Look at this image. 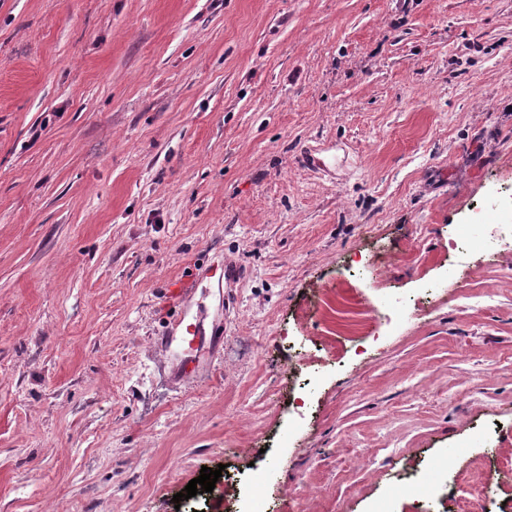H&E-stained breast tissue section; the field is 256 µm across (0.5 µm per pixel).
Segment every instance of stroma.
Here are the masks:
<instances>
[{
    "label": "stroma",
    "instance_id": "1",
    "mask_svg": "<svg viewBox=\"0 0 512 512\" xmlns=\"http://www.w3.org/2000/svg\"><path fill=\"white\" fill-rule=\"evenodd\" d=\"M479 222L512 0H0V512H232L172 502L220 465L261 512H437L402 481L447 460L512 512V245L448 249ZM227 264L181 378L168 291Z\"/></svg>",
    "mask_w": 512,
    "mask_h": 512
}]
</instances>
